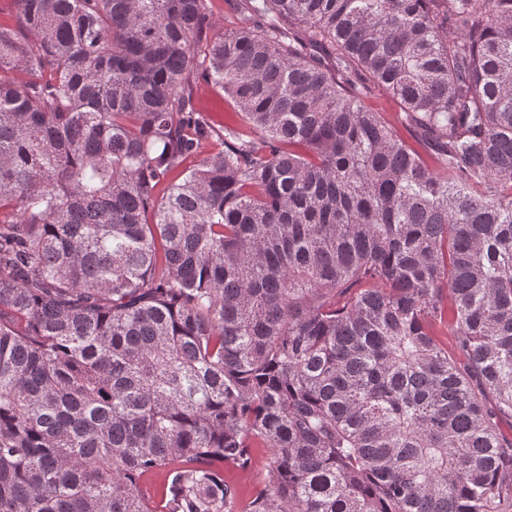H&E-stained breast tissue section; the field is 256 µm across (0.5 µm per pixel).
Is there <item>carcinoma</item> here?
<instances>
[{"instance_id":"1","label":"carcinoma","mask_w":512,"mask_h":512,"mask_svg":"<svg viewBox=\"0 0 512 512\" xmlns=\"http://www.w3.org/2000/svg\"><path fill=\"white\" fill-rule=\"evenodd\" d=\"M225 2L0 22V512H512V0ZM197 100L205 111L204 115L215 126L238 124L239 119L234 112L233 103L221 88L202 83L197 90ZM253 466L249 472H240L235 468L224 466V480L236 485L240 500L245 503L253 491L263 485L269 476L271 452L268 448H252Z\"/></svg>"}]
</instances>
